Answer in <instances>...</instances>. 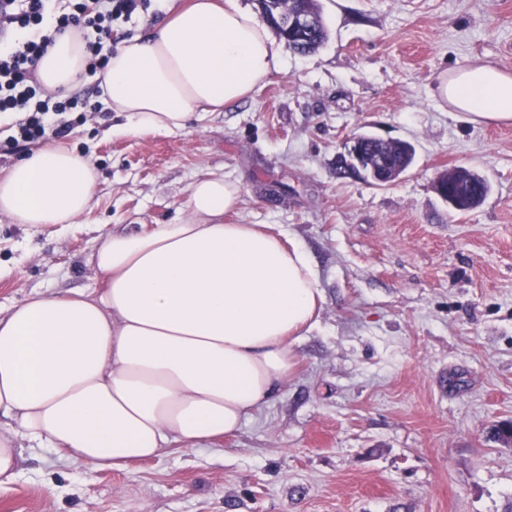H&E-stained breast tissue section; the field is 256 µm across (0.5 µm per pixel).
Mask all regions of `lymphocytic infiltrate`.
Listing matches in <instances>:
<instances>
[{
    "instance_id": "f902f5d3",
    "label": "lymphocytic infiltrate",
    "mask_w": 512,
    "mask_h": 512,
    "mask_svg": "<svg viewBox=\"0 0 512 512\" xmlns=\"http://www.w3.org/2000/svg\"><path fill=\"white\" fill-rule=\"evenodd\" d=\"M138 6V0H0V112L13 117L5 149L63 135L72 113L91 109L88 94L52 92L37 77V63L56 35L80 28L87 71L104 73L113 21L131 18Z\"/></svg>"
}]
</instances>
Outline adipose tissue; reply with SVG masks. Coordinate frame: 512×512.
<instances>
[{"label": "adipose tissue", "instance_id": "ef3b65f1", "mask_svg": "<svg viewBox=\"0 0 512 512\" xmlns=\"http://www.w3.org/2000/svg\"><path fill=\"white\" fill-rule=\"evenodd\" d=\"M172 12L112 53L101 102L121 117V132H182L281 66L268 29L237 0ZM85 62L72 27L48 47L38 76L70 90ZM434 95L465 122L512 123V73L493 64L443 74ZM98 182L89 156L45 144L0 176V214L68 224L91 211ZM240 202L238 184L197 179L188 222L102 236L88 259L97 288L33 295L0 316V484L38 448L126 469L221 439L275 398L323 294L303 247L258 224L225 223Z\"/></svg>", "mask_w": 512, "mask_h": 512}]
</instances>
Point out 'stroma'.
<instances>
[{
  "instance_id": "35a3bbf8",
  "label": "stroma",
  "mask_w": 512,
  "mask_h": 512,
  "mask_svg": "<svg viewBox=\"0 0 512 512\" xmlns=\"http://www.w3.org/2000/svg\"><path fill=\"white\" fill-rule=\"evenodd\" d=\"M327 42L180 134L114 132L87 113L61 141L91 156L95 207L69 224L0 215V310L32 292L96 287L111 229L184 221L188 187L241 188L228 224L289 231L324 301L280 394L237 432L124 470L46 450L0 486V512H512V124H471L433 95L482 60L512 72V0H317ZM145 0L115 40L166 19ZM370 133L415 148L394 183L340 177ZM464 166L490 191L450 212L438 173Z\"/></svg>"
}]
</instances>
